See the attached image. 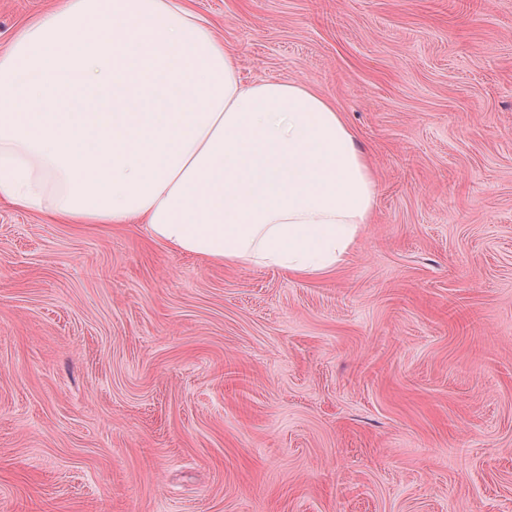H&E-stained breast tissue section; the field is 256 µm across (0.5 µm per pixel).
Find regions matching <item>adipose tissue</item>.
<instances>
[{
  "label": "adipose tissue",
  "instance_id": "adipose-tissue-1",
  "mask_svg": "<svg viewBox=\"0 0 512 512\" xmlns=\"http://www.w3.org/2000/svg\"><path fill=\"white\" fill-rule=\"evenodd\" d=\"M97 95L100 111H74ZM375 195L342 112L297 81L243 84L182 0H64L0 54L12 207L140 222L179 253L317 277L345 262Z\"/></svg>",
  "mask_w": 512,
  "mask_h": 512
}]
</instances>
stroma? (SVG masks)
<instances>
[{"mask_svg": "<svg viewBox=\"0 0 512 512\" xmlns=\"http://www.w3.org/2000/svg\"><path fill=\"white\" fill-rule=\"evenodd\" d=\"M187 4L344 112L371 221L309 278L0 203V512H512V0Z\"/></svg>", "mask_w": 512, "mask_h": 512, "instance_id": "1", "label": "stroma"}]
</instances>
